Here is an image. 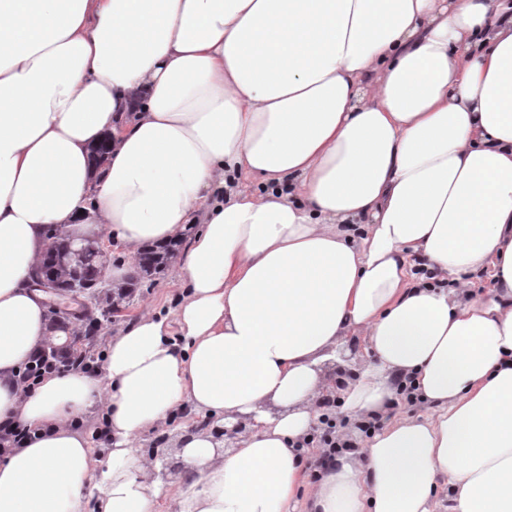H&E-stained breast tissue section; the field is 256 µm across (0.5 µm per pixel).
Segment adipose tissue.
<instances>
[{
    "instance_id": "obj_1",
    "label": "adipose tissue",
    "mask_w": 512,
    "mask_h": 512,
    "mask_svg": "<svg viewBox=\"0 0 512 512\" xmlns=\"http://www.w3.org/2000/svg\"><path fill=\"white\" fill-rule=\"evenodd\" d=\"M51 226L189 239L184 291L102 375L25 396L68 339L32 284ZM351 339L376 362L342 411L380 427L313 474ZM400 378L424 414H394ZM185 406L211 423L170 482L135 442ZM5 421L37 435L0 458V512H512V0H0Z\"/></svg>"
}]
</instances>
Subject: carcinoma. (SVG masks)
I'll use <instances>...</instances> for the list:
<instances>
[{
	"label": "carcinoma",
	"instance_id": "1",
	"mask_svg": "<svg viewBox=\"0 0 512 512\" xmlns=\"http://www.w3.org/2000/svg\"><path fill=\"white\" fill-rule=\"evenodd\" d=\"M50 244L37 278L49 277L57 292L49 296L50 318L61 324L72 322L75 329L69 348H57L51 356L63 354L77 361L91 358L78 342L92 336L101 322L119 316L130 304L137 284L163 272L176 256L177 246L146 248L137 257L136 275L124 287L103 285L100 280V258L96 245L88 244L76 252L65 244L66 235L57 228L49 230Z\"/></svg>",
	"mask_w": 512,
	"mask_h": 512
}]
</instances>
